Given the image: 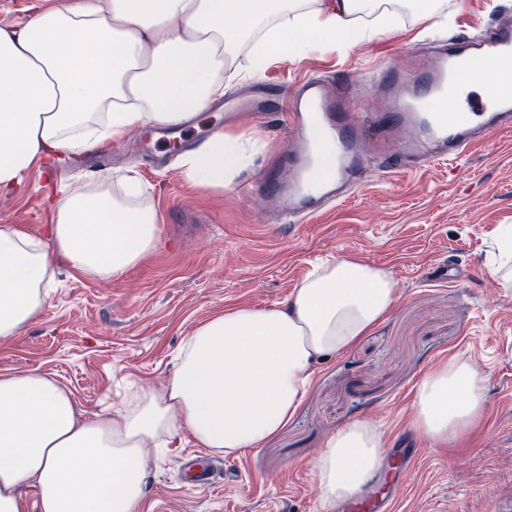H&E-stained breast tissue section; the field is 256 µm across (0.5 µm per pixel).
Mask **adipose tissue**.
<instances>
[{
	"mask_svg": "<svg viewBox=\"0 0 512 512\" xmlns=\"http://www.w3.org/2000/svg\"><path fill=\"white\" fill-rule=\"evenodd\" d=\"M381 0H58L21 30L0 28V193L37 165L102 147L143 126L176 127L224 94L239 57L252 77L271 57L300 56L368 39L355 14ZM263 149L218 131L183 156L186 177L230 189ZM48 241L0 227V339L48 306L55 258L75 272L114 279L156 246L157 216L126 173L78 190L55 185ZM387 272L351 257L313 268L284 306H240L186 338L162 389H141L111 413L76 417L70 391L40 372L0 371V512H22L34 485L40 512H139L149 492L146 448L190 433L231 455L259 448L292 418L317 359L341 353L389 312ZM485 379L449 358L423 377L414 426L453 444L486 410ZM378 429L356 419L330 434L312 469L328 504L357 497L380 474Z\"/></svg>",
	"mask_w": 512,
	"mask_h": 512,
	"instance_id": "ef3b65f1",
	"label": "adipose tissue"
}]
</instances>
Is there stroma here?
<instances>
[{
  "instance_id": "35a3bbf8",
  "label": "stroma",
  "mask_w": 512,
  "mask_h": 512,
  "mask_svg": "<svg viewBox=\"0 0 512 512\" xmlns=\"http://www.w3.org/2000/svg\"><path fill=\"white\" fill-rule=\"evenodd\" d=\"M503 0H447V23L400 13L394 26L359 44L272 59L263 78L226 76L225 94L249 85L285 100L295 83L343 78L365 92L369 66L422 61L430 43L455 28L481 31ZM198 140L224 129L266 144L226 191L192 184L179 163L182 128H164L158 148L168 163L149 165L133 135L111 141L109 165L90 168L83 154L33 168L0 195V227L36 240L54 216L60 182H87L131 169L148 188L159 225L157 245L119 278L94 279L57 260L58 288L33 323L0 340V371L37 369L69 388L79 419L111 410L132 389L162 388L194 328L224 310L284 304L311 266L331 256L384 268L396 300L354 347L317 363L293 418L263 447L213 454L214 478L196 487L182 474L191 436L147 457L151 489L141 512H323L312 462L326 438L360 418L385 448L420 444L423 453L399 491L396 512H494L512 498V288L494 283L489 256L502 225H512V132L469 149L458 164H431L415 176L376 175L339 204L295 226L275 224L273 201L253 193L291 134L247 112L228 118L223 100L191 121ZM463 269L437 279L445 263ZM457 357L486 377V413L464 440L448 445L413 426L426 372Z\"/></svg>"
}]
</instances>
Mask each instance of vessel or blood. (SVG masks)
<instances>
[{"label": "vessel or blood", "mask_w": 512, "mask_h": 512, "mask_svg": "<svg viewBox=\"0 0 512 512\" xmlns=\"http://www.w3.org/2000/svg\"><path fill=\"white\" fill-rule=\"evenodd\" d=\"M512 60V15L502 14L480 34H449L437 41L424 66L402 62L370 69L372 116L357 112L345 83L302 80L277 119L294 135L279 154L263 194L279 203V224H299L342 201L368 174L370 158L383 173H413L436 159L455 160L475 143L512 130V98L477 77L474 60ZM334 155L335 173L320 178L322 151ZM394 494L360 498L347 512H390Z\"/></svg>", "instance_id": "obj_1"}]
</instances>
